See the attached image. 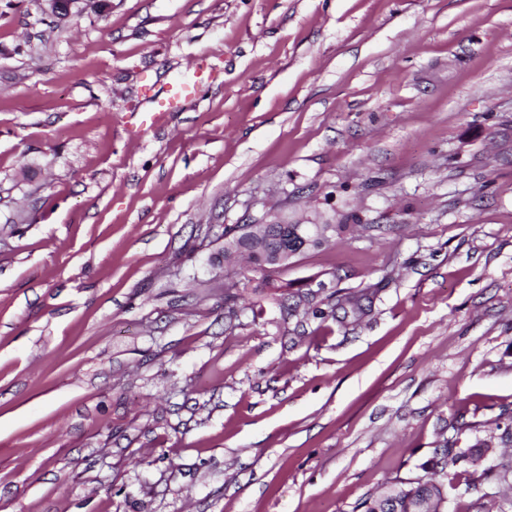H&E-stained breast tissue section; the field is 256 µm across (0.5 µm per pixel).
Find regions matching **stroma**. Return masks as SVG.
Here are the masks:
<instances>
[{
  "mask_svg": "<svg viewBox=\"0 0 512 512\" xmlns=\"http://www.w3.org/2000/svg\"><path fill=\"white\" fill-rule=\"evenodd\" d=\"M260 221L345 225L312 312L228 311ZM510 416L512 0H0V512H358ZM203 92V84L200 80L192 83H173L166 90V95L157 100L152 109L146 111L139 127L130 129L129 135L138 137L147 129H158L168 122L171 112H176L183 107V103L188 99L195 98ZM374 288H360L359 290L336 291V302L330 307V311L316 309L313 314L315 317L326 319L331 317L340 323H345L348 317L360 318L366 314L368 308L364 305V300L369 294L374 292ZM342 312V315H338Z\"/></svg>",
  "mask_w": 512,
  "mask_h": 512,
  "instance_id": "obj_1",
  "label": "stroma"
}]
</instances>
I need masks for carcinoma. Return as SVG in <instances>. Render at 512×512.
<instances>
[{"label": "carcinoma", "instance_id": "obj_1", "mask_svg": "<svg viewBox=\"0 0 512 512\" xmlns=\"http://www.w3.org/2000/svg\"><path fill=\"white\" fill-rule=\"evenodd\" d=\"M243 255L252 264L248 271L262 276V285L271 287V275L266 272L265 257L270 249L287 247L291 251L304 253L318 249L319 242L303 245L293 232L284 236L274 233L264 246H257L247 239H240ZM288 289V315L297 314L302 305H309L315 298V292L301 286L295 288L285 284ZM374 289L367 287L359 290H344L336 292V302L330 311L315 310L314 316L326 319L331 317L341 323L349 317L360 318L367 312L364 300L373 293ZM473 428H459L456 434L445 442L441 448H436L433 455L419 465L423 474L413 478L396 479L385 491L366 496L359 504L361 512H450L448 489H456L443 481V473L450 471L458 475L459 471H467V466L478 462L492 453L496 448L512 447V423L496 425V428L483 436L471 435ZM492 479L499 487L500 500L494 512H507L505 506L512 507V459L501 465V468H485L476 480Z\"/></svg>", "mask_w": 512, "mask_h": 512}]
</instances>
